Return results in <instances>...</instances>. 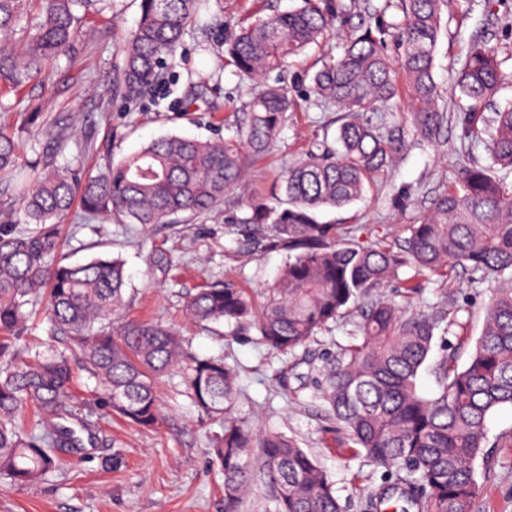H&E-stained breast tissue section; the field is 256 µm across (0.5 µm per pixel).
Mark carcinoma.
I'll use <instances>...</instances> for the list:
<instances>
[{
    "label": "carcinoma",
    "instance_id": "carcinoma-1",
    "mask_svg": "<svg viewBox=\"0 0 512 512\" xmlns=\"http://www.w3.org/2000/svg\"><path fill=\"white\" fill-rule=\"evenodd\" d=\"M93 2L0 0V93H18L49 62L69 54L83 37L79 12ZM205 2L140 0L136 29L118 48L122 66L114 96L133 102L151 90ZM447 6L448 0H400L402 17L395 22L385 19L388 6L379 7L342 55L313 73L317 96L345 114L341 149L309 152L288 167L282 206L252 204L250 214L237 219L253 248L287 253L260 310L230 282L206 285L185 300L191 319L255 324L262 343L283 353L342 315L360 313L361 342L340 348L324 374L322 397L357 453L378 468L406 473L403 497L417 512H471L487 421L512 406V184L489 166L463 165L456 184L410 225L399 251L380 239H338L336 225L320 223L317 211L360 199L389 164L396 141L380 136L363 114L398 97V76L418 135L432 140L447 122L434 80ZM344 14L341 0H303L240 28L227 54L240 73L261 78L320 43ZM388 39L400 53L398 71L384 53ZM510 59L512 49L473 40L457 88L466 101L458 116L464 137L484 142L493 163L512 170V102L494 113L488 128L477 120L478 108L512 85V72L502 69ZM292 106L286 89L264 85L234 135L159 137L117 162L105 160L94 176L59 164L73 140L68 128L36 126V137L45 140L42 162L9 185L29 228L17 230L8 203L0 210V475L17 485L35 484L61 468L59 449L79 453L73 431L56 427L83 406L67 357L40 351L27 356L19 346L32 308L42 304L54 334L69 340L111 412L155 427V380L178 367L193 403L224 416V434L212 448L224 472V512H240L258 477L271 488L272 512H342L327 473L308 452L278 433L259 437L234 416L237 375L224 359L188 351L171 327L121 317V260L95 257L72 265L58 258L62 223L77 203L88 217L120 224H168L179 215L213 212L241 181L249 159L268 149ZM18 150L15 137L0 128V178L17 172ZM408 266L433 274L461 267L479 282L499 281L467 365L460 369L443 357L434 367L438 390L431 396L419 392L418 377L436 332L448 334L456 320L404 318L390 303L372 298ZM29 404L38 419L24 427L18 417ZM254 447L257 470L250 460Z\"/></svg>",
    "mask_w": 512,
    "mask_h": 512
}]
</instances>
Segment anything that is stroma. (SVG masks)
I'll return each instance as SVG.
<instances>
[{"instance_id":"35a3bbf8","label":"stroma","mask_w":512,"mask_h":512,"mask_svg":"<svg viewBox=\"0 0 512 512\" xmlns=\"http://www.w3.org/2000/svg\"><path fill=\"white\" fill-rule=\"evenodd\" d=\"M347 12L330 31L323 47H312L269 74L293 102L268 151L250 160L243 180L218 210L178 224H117L69 215L63 225L62 254L70 262L97 256L125 263L128 320H151L177 328L192 353L223 357L238 374V417L260 431L295 439L311 452L333 483L344 512H388L380 495L397 499L398 480L374 469L354 453L320 394L328 364L355 330L356 316L323 329L306 346L282 354L261 344L256 327L241 330L198 324L185 315L186 296L205 285L232 281L261 302L286 255L256 252L235 230V222L254 202L275 205L282 195L285 168L318 144H334L336 106L318 100L304 70L319 59L336 57L384 0H344ZM301 0H210L204 21L188 29L174 58L152 90L137 102L121 106L112 100L113 76L121 62L118 44L135 29L139 0H112L89 13V37L76 42L69 56L46 66L19 96H7L11 110L0 114V126L15 134L22 161L35 160L32 108L44 121H80L93 150L70 146L64 162L97 172L104 154L119 159L139 151L152 139L176 134L225 137L246 118L255 83L234 66L223 65L230 37L242 26L276 11L299 6ZM481 37L492 48L512 47V0H452L442 16L434 79L449 116L435 140L417 137L405 118L406 101L376 108L367 118L384 136L402 146L379 174L367 196L343 208H328L321 221L334 224L340 237L379 238L403 246L408 227L416 223L432 199L453 184L459 165L489 164L482 143L464 139L456 121L458 72L467 47ZM206 96L192 101L196 86ZM420 286L406 298L404 283ZM491 282H473L462 270L448 280L402 268L380 293L402 315L438 317L458 307L459 324L436 337L430 361L454 356L458 366L469 360L484 320ZM77 392L91 403L69 426L79 438L82 455L48 480L20 487L0 479V512H224V475L210 450L224 432V419L193 405L178 373L157 383L161 409L158 426L141 430L99 408L103 395L95 379L82 377ZM489 445L475 463L479 492L472 512H512V407L495 411L488 423Z\"/></svg>"}]
</instances>
